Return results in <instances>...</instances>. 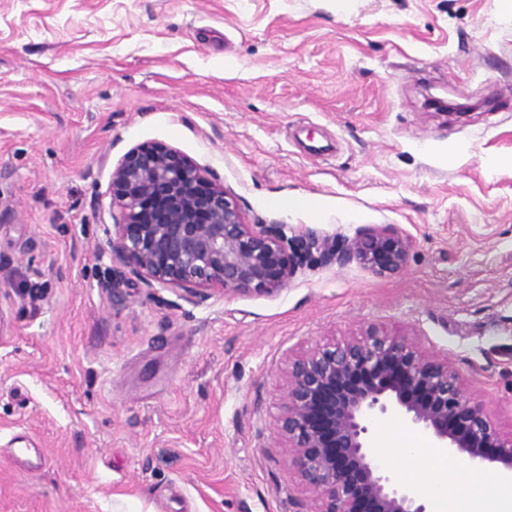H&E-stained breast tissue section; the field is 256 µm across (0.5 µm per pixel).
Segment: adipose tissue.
Returning <instances> with one entry per match:
<instances>
[{"label":"adipose tissue","mask_w":512,"mask_h":512,"mask_svg":"<svg viewBox=\"0 0 512 512\" xmlns=\"http://www.w3.org/2000/svg\"><path fill=\"white\" fill-rule=\"evenodd\" d=\"M460 474L455 465L438 467L427 481H411L412 492L426 500L431 512H512V478L490 482L476 474L463 475L472 488L469 495H459L449 481Z\"/></svg>","instance_id":"adipose-tissue-1"}]
</instances>
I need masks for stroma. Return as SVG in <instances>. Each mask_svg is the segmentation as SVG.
Returning a JSON list of instances; mask_svg holds the SVG:
<instances>
[{"label": "stroma", "instance_id": "35a3bbf8", "mask_svg": "<svg viewBox=\"0 0 512 512\" xmlns=\"http://www.w3.org/2000/svg\"><path fill=\"white\" fill-rule=\"evenodd\" d=\"M481 102L451 119L426 95ZM164 143L249 223L391 226L405 267L282 291L101 283L112 167ZM375 325L512 431V11L502 0H0V512H312L274 423L291 352ZM46 465H12L18 436Z\"/></svg>", "mask_w": 512, "mask_h": 512}]
</instances>
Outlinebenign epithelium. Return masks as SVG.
<instances>
[{
    "instance_id": "7a95c632",
    "label": "benign epithelium",
    "mask_w": 512,
    "mask_h": 512,
    "mask_svg": "<svg viewBox=\"0 0 512 512\" xmlns=\"http://www.w3.org/2000/svg\"><path fill=\"white\" fill-rule=\"evenodd\" d=\"M108 196L113 262L148 288H175L189 299L277 293L315 256L392 274L412 248L391 227L364 228L339 243L312 229L290 237L282 224H250L224 184L164 143L127 151L112 167ZM281 385L280 448L315 512H430L372 454L370 423L389 412L463 464L512 476V433L466 391L448 355L424 354L411 335L373 325L319 343L288 358Z\"/></svg>"
}]
</instances>
